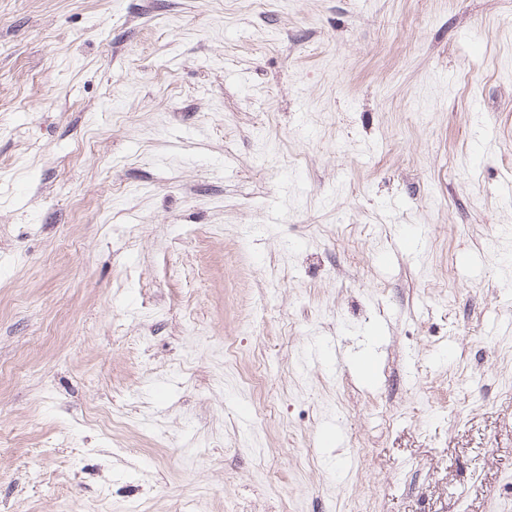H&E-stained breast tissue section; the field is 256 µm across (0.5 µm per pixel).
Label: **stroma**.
<instances>
[{"mask_svg":"<svg viewBox=\"0 0 512 512\" xmlns=\"http://www.w3.org/2000/svg\"><path fill=\"white\" fill-rule=\"evenodd\" d=\"M510 183L512 0H0V512H512Z\"/></svg>","mask_w":512,"mask_h":512,"instance_id":"35a3bbf8","label":"stroma"}]
</instances>
